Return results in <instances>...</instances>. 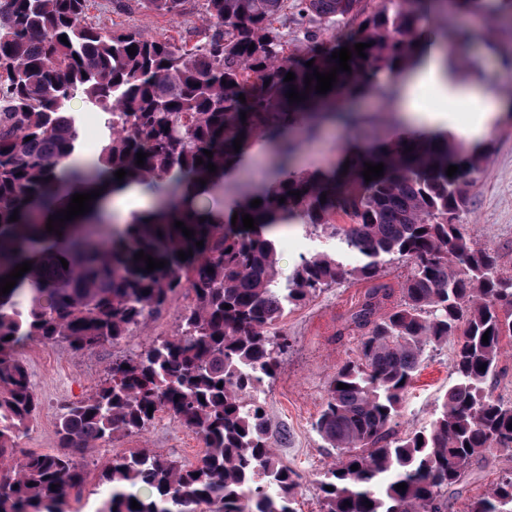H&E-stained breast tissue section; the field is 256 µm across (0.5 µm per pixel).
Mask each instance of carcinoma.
<instances>
[{"label":"carcinoma","mask_w":512,"mask_h":512,"mask_svg":"<svg viewBox=\"0 0 512 512\" xmlns=\"http://www.w3.org/2000/svg\"><path fill=\"white\" fill-rule=\"evenodd\" d=\"M186 2L138 0L158 14H179ZM199 2L214 31L189 44L96 27L87 22L90 0H0V278L32 262L0 296V512H80L70 507L86 480L77 456L102 439L145 430L162 411L202 439L203 457L186 465L132 451L101 471L104 491L93 512H298L293 471L276 459L261 406L246 395L274 378L288 348L276 329L286 307L336 282L340 267L316 254L282 281L275 240L263 229L314 224L334 235L338 213L349 219L344 241L364 258L351 275L376 279L386 255L408 260L412 271L399 305L381 312L393 291L375 283L351 314L367 330L361 357L338 369L316 422L339 450L319 480L322 512H443L445 492L486 451L512 448V403L487 389L502 341L512 338V277L498 275L494 257L470 245L462 220L484 155L397 123L385 150L362 145L353 154L355 144H347L344 173H304L292 161L327 121L352 136L365 116L345 109L346 99L371 90L394 98L421 40L460 46L471 34L448 18V0H389L371 11L359 8L361 0H293L307 24L306 47L290 54L274 26L288 0ZM357 43L370 44L365 57L353 52L351 71L338 72L330 91L317 93L315 79L305 90L306 75L330 71L338 65L332 52ZM290 71L295 80L286 82ZM292 87L306 99L289 102ZM78 95L102 111L109 131L88 158L74 157L77 130L63 119L65 103ZM238 137L261 143L270 167L231 206L215 208L209 199L224 194V178L243 161L234 152ZM140 151L148 154L142 167ZM210 162L217 172H208ZM367 162L384 163L383 176L366 182ZM450 165L458 166L451 177ZM132 183L165 208L106 237L71 220L60 236L46 231L49 216L69 205L71 186L115 192ZM255 199L262 203L253 208ZM245 213L259 229H244ZM177 220L195 235L186 238ZM140 250L166 265L145 270L134 260ZM180 250L192 256L182 261ZM180 293L191 304L176 336L113 361L94 391L65 407V451L18 448L39 406L16 354L21 343L91 350L133 335ZM452 336L461 337L455 383L439 415L427 429L398 435L395 418L425 348ZM399 483L407 488L395 489ZM133 499L140 508H131ZM464 512H512V477L468 500Z\"/></svg>","instance_id":"cac0c4a2"}]
</instances>
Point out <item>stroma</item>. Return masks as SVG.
Returning a JSON list of instances; mask_svg holds the SVG:
<instances>
[{"instance_id":"stroma-1","label":"stroma","mask_w":512,"mask_h":512,"mask_svg":"<svg viewBox=\"0 0 512 512\" xmlns=\"http://www.w3.org/2000/svg\"><path fill=\"white\" fill-rule=\"evenodd\" d=\"M488 15L484 4L452 15L455 25L471 34L466 51L470 65L455 69L456 82L483 87L504 100L502 112L479 144L488 160L469 188L462 220L471 244L489 251L498 273L506 277L512 276V65L503 61L501 52L512 47V22L501 18L489 26L485 23ZM88 17L103 28L136 30L152 37L171 36L192 43L203 37L207 27L197 7H188L179 15L163 16L142 10L136 0H92ZM488 33L493 36L495 49L486 45L484 36ZM346 105L367 115L357 133L358 143L374 144L384 138L392 114L383 109L374 94L349 99ZM340 146V129H323L314 142L303 144L298 150L297 166L302 170L330 169L342 156ZM276 247L278 271L283 277L291 274L302 258L317 253L334 256L343 269L335 284L288 307L277 324L278 331L288 338V352L282 356L274 378L252 394L264 409L275 456L299 477V512H321L318 481L336 463L338 455L327 447L315 423L336 371L360 357L362 333L351 325L350 314L368 283L351 274L362 264V256L320 227L296 225L294 233L277 238ZM189 303V298L175 296L133 336L91 350L75 352L64 344L48 346L38 340L28 341L19 355L41 405L29 430L19 439L20 448L34 452L58 450L59 421L65 406L94 389L113 360L137 355L153 341L175 335ZM456 348L453 337L447 343L427 347L400 405L394 425L398 434L429 428L454 381L451 363ZM134 448L170 454L186 464L197 462L204 452L201 439L166 413L158 414L141 434L117 435L98 442L85 455L83 512H92L98 499L103 466ZM511 473L512 448L487 452L485 460L474 465L455 491L449 492L447 512H463L470 498L485 494Z\"/></svg>"}]
</instances>
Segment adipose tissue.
<instances>
[{"instance_id":"1","label":"adipose tissue","mask_w":512,"mask_h":512,"mask_svg":"<svg viewBox=\"0 0 512 512\" xmlns=\"http://www.w3.org/2000/svg\"><path fill=\"white\" fill-rule=\"evenodd\" d=\"M400 83L402 112H405L412 126L430 134L446 132L470 143L478 142L485 136L489 125L502 107L500 98L492 93L481 88H471L452 82L445 74L442 55L436 49H426L418 62L404 73ZM422 85L435 88L448 104L465 101L473 111L472 122L467 126L459 127L453 123L449 112L419 109L414 100V91Z\"/></svg>"}]
</instances>
